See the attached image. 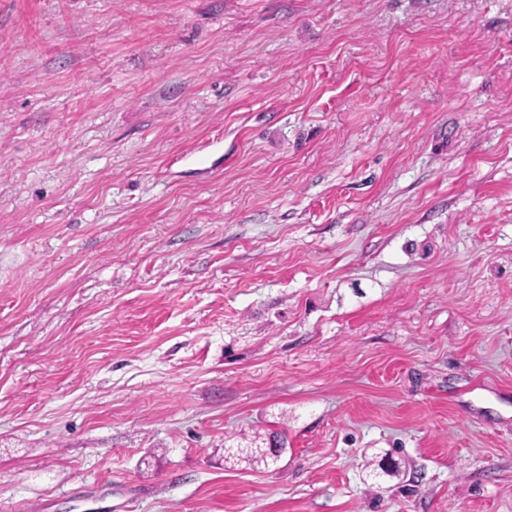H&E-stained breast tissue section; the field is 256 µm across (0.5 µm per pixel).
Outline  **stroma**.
Segmentation results:
<instances>
[{
  "mask_svg": "<svg viewBox=\"0 0 512 512\" xmlns=\"http://www.w3.org/2000/svg\"><path fill=\"white\" fill-rule=\"evenodd\" d=\"M0 512H512V0H0Z\"/></svg>",
  "mask_w": 512,
  "mask_h": 512,
  "instance_id": "35a3bbf8",
  "label": "stroma"
}]
</instances>
